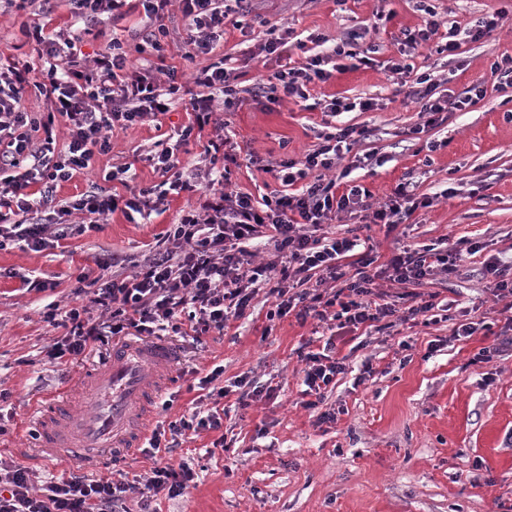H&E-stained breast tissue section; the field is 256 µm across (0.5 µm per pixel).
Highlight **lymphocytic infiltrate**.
<instances>
[{
    "label": "lymphocytic infiltrate",
    "mask_w": 512,
    "mask_h": 512,
    "mask_svg": "<svg viewBox=\"0 0 512 512\" xmlns=\"http://www.w3.org/2000/svg\"><path fill=\"white\" fill-rule=\"evenodd\" d=\"M75 18L96 26L141 8L147 26L142 40L153 51L155 63L135 66L131 53L120 39H113L85 65L74 51L72 38L64 32L45 34L41 25L25 26L23 35L35 42L47 67L39 79L29 70L0 67V247L24 243L42 251L54 242L98 229L99 222L116 210L142 216L159 210L168 196L187 195L195 206L184 211L162 236L166 248H155L143 259L116 254L98 260V277L81 273L77 281L88 288V304L60 309L51 305L44 320L63 336L48 353L54 364L64 366L78 356L100 350L110 341L132 334L177 336L200 343L202 336L223 333L229 319L245 317L256 291L266 290L276 303L277 317L295 315L304 321L337 322L339 328H374L384 320H410L435 309L433 300L400 309L385 301L375 281L384 278L403 286L427 279L434 273L453 275L462 253L431 245L402 247L386 264L375 265L370 252L359 253L346 263L356 240L321 234L323 224L344 214L359 215L362 223L381 224L395 230L417 209L430 205L417 197L409 183L398 184L392 196L379 207L368 204L367 189L355 185L342 188L332 174L338 160L365 139L367 129L348 125L325 133L302 158H287L264 164L262 172L281 181V189L255 205L250 194L228 192L224 118L215 109L216 99L225 108L237 105V91L223 62L199 68L193 75L195 94L185 95L176 70L167 68L165 58L170 35L165 23L171 4H178L184 21L183 46L187 59L213 52L224 38V25L243 12L247 0H69ZM424 18L418 27L405 31L398 57L387 60L386 71L415 75L408 93L419 104L427 126H434L443 113L466 111L484 95L474 85L459 94L440 92L430 74H414L409 57L423 47L435 46L437 53L457 55L464 42H480L512 21V12L497 9L472 20L467 26L449 23L447 13L420 4ZM318 53L305 64L276 73L273 81L257 84L254 102L278 103L293 99L303 103L310 88L328 82L333 60L352 61L354 67L377 63L378 43L364 34H347L340 43L328 45L325 35H310ZM34 87L51 101L47 113L27 111L23 96ZM183 101L191 115L190 124L178 131L176 146H163L152 157L161 180L151 186H134L128 198L112 193L107 182L117 172L104 176L105 186H93L80 198L67 201L56 197L61 183L87 170L95 155L111 149L114 129L127 130L157 121L176 101ZM64 118L65 142L54 133L56 118ZM213 126L216 136L204 147L209 167L185 166L177 154L192 134ZM301 191H294V184ZM264 239L270 251L259 262L250 251V241ZM356 251V250H355ZM317 271L315 287H306V275ZM334 341L323 351L299 348L305 361L303 384L307 395L303 406L318 410V423H331L334 411H319L325 393L345 373L342 359L333 357ZM224 416L216 410L192 411L169 422L167 430H152L142 451L154 463L151 476L141 491L140 512H156L152 503L158 495L176 498L184 494L193 474L174 468L167 457L182 447L188 433L218 431ZM29 469L8 466L0 471V512H128L125 505L128 483L114 479H90L70 475L49 482L41 493H33Z\"/></svg>",
    "instance_id": "obj_1"
}]
</instances>
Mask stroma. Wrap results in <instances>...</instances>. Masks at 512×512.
<instances>
[{
	"mask_svg": "<svg viewBox=\"0 0 512 512\" xmlns=\"http://www.w3.org/2000/svg\"><path fill=\"white\" fill-rule=\"evenodd\" d=\"M32 19L31 8L21 7L20 0H0V62L41 70L43 58L20 32ZM239 19L240 26L226 24L214 54L191 62L183 57L182 21L171 18L165 66L186 76L194 67L223 61L242 92L279 71L283 59L304 62L298 44L311 34L336 40L375 24L384 57L394 56L397 36L420 24L422 14L415 0H249ZM44 21L48 28L70 33L89 59L115 37L136 46L144 31L136 11L85 28L67 0H53ZM273 23L290 28L287 47L282 57L257 62ZM503 55H512V29L506 27L487 41L463 44L456 56L419 49L416 71L449 78L450 89L458 93L481 85L485 95L470 111L449 113L447 121L417 137L409 130L421 117L406 100L408 85L377 67L336 73L311 90L318 98L375 99L376 109L368 112L328 120L287 99L270 111L247 100L225 113V133L242 149L232 170V190L256 199L270 192L269 175L257 171L249 155L273 162L298 157L313 149L326 126L357 124L369 130L357 151L374 155L376 164L354 170L347 184L368 189L371 202L378 203L410 176L417 194L432 197L433 205L391 232L346 217L325 225V232L340 238L352 229L370 238L381 265L398 247L416 243L464 240L477 252L461 262L455 275H434L409 288L422 299L435 295L447 319L399 323L380 332L345 331L337 337L336 354L345 358L348 370L337 376L323 402L339 411L332 424L317 425L315 410L302 406L305 364L297 356L301 344L326 333V325L312 319L301 323L292 315L268 320L272 303L261 293L249 316L230 321L224 335L207 337L203 350L185 347L167 386L176 398L167 410L152 405V425L179 419L197 406L218 405L232 408L231 428L225 447L213 448L215 433L204 432L173 452V464L189 468L194 480L187 495L158 498L157 512H512V326L488 290L483 267L490 257L512 259V119L506 117L512 112V86L500 84L491 72ZM187 123L178 103L158 124L114 131L111 152L61 183L58 198H79L103 171L124 165L129 184L158 183L147 155L155 142L168 140ZM431 142L437 143L436 151L428 150ZM448 188L454 196L443 197ZM189 206L187 197L173 195L164 212L146 219L133 222L117 211L99 230L40 252L11 243L0 249V391L8 395L0 403V463L28 468L34 486L68 471L61 461L37 457V441L29 435L37 409L46 395L60 390L80 403L77 377L99 362L93 353L64 370L48 364L46 353L59 336L43 318L48 304L80 303L75 293L79 273L97 276L96 258L112 251L146 254ZM31 275L50 280L52 289L28 290L23 280ZM468 322L478 325L473 336L454 338V330ZM434 341L439 349L432 353L428 347ZM490 345L498 347V354L488 362L475 361V354ZM365 362L373 374L356 382ZM218 365L224 372L213 386L227 388V395L201 398L198 372ZM242 375L275 386V397L234 411L239 393L230 384Z\"/></svg>",
	"mask_w": 512,
	"mask_h": 512,
	"instance_id": "stroma-1",
	"label": "stroma"
}]
</instances>
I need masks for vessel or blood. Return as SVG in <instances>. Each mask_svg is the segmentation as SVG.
<instances>
[{
    "mask_svg": "<svg viewBox=\"0 0 512 512\" xmlns=\"http://www.w3.org/2000/svg\"><path fill=\"white\" fill-rule=\"evenodd\" d=\"M178 358V349L165 341L114 342L110 358L78 378L88 411H77L65 395L41 404L40 456L62 458L76 468L128 459L143 443L150 403L163 393Z\"/></svg>",
    "mask_w": 512,
    "mask_h": 512,
    "instance_id": "b4317fda",
    "label": "vessel or blood"
}]
</instances>
